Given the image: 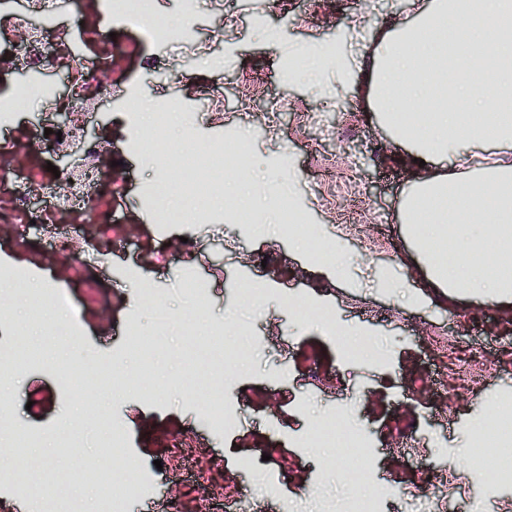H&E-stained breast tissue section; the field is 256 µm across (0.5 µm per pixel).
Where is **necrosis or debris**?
<instances>
[{
  "mask_svg": "<svg viewBox=\"0 0 512 512\" xmlns=\"http://www.w3.org/2000/svg\"><path fill=\"white\" fill-rule=\"evenodd\" d=\"M31 2L42 17V26L31 25L23 15L0 14V123L8 127L14 126L17 113L26 108L22 91L7 84L14 65H24L37 74L46 64L66 67L72 54L81 55L86 65L74 76V92L69 98L57 100L56 105L83 113L110 99L116 87L115 60L124 56L125 51L112 42L113 27L125 28L133 44L163 46L165 53L154 58V67L175 79L180 73L173 67L174 58L193 53L197 48L193 21L198 0H184L181 18L175 24L157 14L155 0H73L65 20L59 15L57 0ZM89 10L97 17L92 25L83 21ZM22 29L27 36L20 41L16 34ZM140 103L138 96L129 95L124 118L133 135L127 142L128 152L161 163L176 158L181 171L176 179L160 174L150 190L155 224L202 223L214 212L217 202L223 200L225 177L239 175L249 167L245 154L236 149L238 133H230L220 142L198 146L188 133L194 115L185 111L180 101L156 99L153 122L147 127L141 126L138 120ZM175 114L181 115L187 130L177 144L166 135ZM81 134L80 125L66 124L57 135L45 134L43 128L34 127L0 140V231L12 234V246L18 250L37 241L48 243L76 282L90 284L95 272L111 255L113 245L122 239L123 227L112 221L111 199L101 198L99 194L93 162L98 147L82 139ZM75 145L83 151L79 164L66 174L56 176L48 172V160L61 149ZM23 151L37 157V164L17 167L16 159ZM291 305L322 324L342 357L357 355L361 346L373 342L372 337L365 335L356 340L344 335L326 310L308 301L295 299ZM31 311L33 319L47 328L46 346L42 349L18 346L0 360V380L18 376L30 364L44 359L46 347L78 340L80 316L69 293L43 289L33 296ZM247 332L244 323L229 318L211 327L207 343L187 340L184 348L188 365L199 370L207 364L219 363L225 384H232L237 371L234 363L237 352L225 349L224 339ZM428 342L448 373L449 393H471L481 386L488 372L484 354L460 353L455 339L444 333L430 334ZM57 376L68 399L84 406L83 423H91L113 450L110 470L88 466L81 451L83 423L62 424L63 443L70 450L72 467L80 481L99 486L111 500L113 512H122L125 496L146 493L147 488L124 465L125 431L103 413L99 397L108 392L113 398H120L131 381L123 370L97 362L59 366ZM500 405L499 411L473 427L466 464L474 477H481L490 468L497 483L511 485L512 397L503 396ZM31 443V433L11 422L6 410L0 408V483H16V475L29 477L43 470V461L22 454L23 448ZM5 448L10 449V456H2ZM16 485L19 492L29 497L32 512H75L72 489L55 480L45 478L36 484L28 481Z\"/></svg>",
  "mask_w": 512,
  "mask_h": 512,
  "instance_id": "necrosis-or-debris-1",
  "label": "necrosis or debris"
}]
</instances>
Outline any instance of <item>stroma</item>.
<instances>
[{"label":"stroma","mask_w":512,"mask_h":512,"mask_svg":"<svg viewBox=\"0 0 512 512\" xmlns=\"http://www.w3.org/2000/svg\"><path fill=\"white\" fill-rule=\"evenodd\" d=\"M259 9L266 13L263 31L252 21ZM335 10L344 25L359 15L368 20L363 32L344 41L348 59L388 20L415 18L408 0H371L367 5L335 0ZM322 15V0H281L274 6L266 0H224L220 15L201 8L195 21L201 52L176 60L181 79L138 64L130 72V82L144 101L163 92L194 112L192 137L198 144L222 139L227 128H242L254 171L247 194L260 207H271L274 197L273 189L262 182L263 172L277 151H286L296 174L292 197L312 230L322 232L342 253L343 279L327 280L308 266L291 238H267L249 223L230 222L221 211L212 216L213 223L224 227L219 238L206 237L199 224L156 227L144 189L158 179L159 172L135 156L126 157L127 188L112 202L113 219L127 225L124 240L113 248L107 269L99 274L108 287L109 303H102L95 289L82 287L63 273L49 245L29 252L0 249V273L22 271L12 322L0 326V353L9 354L20 341L40 338L37 329L27 326L30 284L67 290L82 311L81 341L0 382L10 395L11 419L39 441L33 454L46 463L47 476L73 480L58 429L61 423L82 419L80 407L58 386L55 367L92 357L135 374L136 362L126 351L129 320L138 317L145 331L157 326L153 309L137 313L132 308V297L142 283L156 292L175 324L160 339L157 380L166 386V393L151 398L134 389L102 404L111 419L124 424L129 466L142 471L150 486L148 494L128 498L125 512H169L175 501L193 505L197 488L189 474H173L165 480L155 466L168 454L171 440L187 431L198 450L211 458L210 482L237 489L221 512H340L346 497L364 490L350 479L353 461L328 470L322 465V451L303 447L311 422L333 414L339 417V430L359 428L371 442L372 479L395 491L383 500L381 512H415L407 492L451 468L456 471L455 485L436 501L437 512H469L474 502L482 512H512V485H495L489 475L480 482L473 480L462 466L472 426L502 396L512 395V356L502 351L508 339L494 324L497 312L512 310V302L468 288L451 301L441 289L427 288V269L413 260L415 241L398 222V207L409 185L403 174L408 150L387 148L390 134L369 112L365 87H356L336 105L324 99L317 84L296 82L288 89L292 107L281 114L277 132L269 133L264 124L269 100L280 90L279 66L285 52L298 45L335 41L336 32L324 24ZM225 16L235 22L226 34L220 31ZM216 65L223 74L220 124L211 120L195 93L196 82L209 77ZM66 81V71L55 68L23 77L10 75L13 86L39 89L38 96L30 98L20 126L46 125L47 106L39 95L61 94ZM248 83L255 91L245 116L240 96ZM310 113L318 115V123H307ZM190 236L201 240L196 273L211 285L202 324L194 322L193 303L179 286L182 269L159 260L169 246ZM405 276L414 287L427 288L429 306L412 310L403 303V291L395 283ZM247 281L270 289L259 307L240 303V287ZM295 296L319 301L337 323L370 331L374 348L385 354V361L364 354L341 359L318 322L290 307ZM234 312L249 327L256 346L242 351L236 382L224 392L226 403L240 418L236 427L224 431L213 428L203 407L188 398L182 348L187 330L202 333L205 324L223 323ZM22 328L27 331L23 337L18 334ZM433 330L456 334L463 351L474 339L485 341L496 361L480 391L449 401L448 384L427 347ZM349 398L353 409L339 413L341 402ZM399 422L413 424L408 439L397 436ZM266 452L271 455L267 461L262 458ZM319 484L333 491L328 502L309 498V490Z\"/></svg>","instance_id":"1"}]
</instances>
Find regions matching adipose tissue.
<instances>
[{
    "instance_id": "1",
    "label": "adipose tissue",
    "mask_w": 512,
    "mask_h": 512,
    "mask_svg": "<svg viewBox=\"0 0 512 512\" xmlns=\"http://www.w3.org/2000/svg\"><path fill=\"white\" fill-rule=\"evenodd\" d=\"M356 66L374 118L423 162L399 221L428 227L431 287L512 298V0H433L387 22ZM446 159L454 171L437 173Z\"/></svg>"
}]
</instances>
